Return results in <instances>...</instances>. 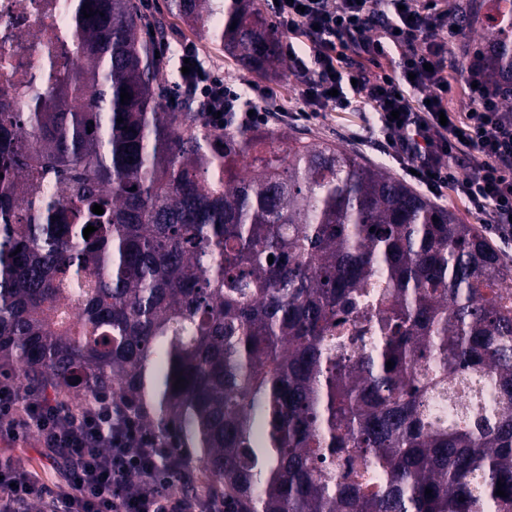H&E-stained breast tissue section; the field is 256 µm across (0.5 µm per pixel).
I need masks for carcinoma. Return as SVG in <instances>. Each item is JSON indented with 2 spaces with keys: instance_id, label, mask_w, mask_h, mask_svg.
<instances>
[{
  "instance_id": "carcinoma-1",
  "label": "carcinoma",
  "mask_w": 512,
  "mask_h": 512,
  "mask_svg": "<svg viewBox=\"0 0 512 512\" xmlns=\"http://www.w3.org/2000/svg\"><path fill=\"white\" fill-rule=\"evenodd\" d=\"M494 2L470 21L512 111ZM166 3L236 61L279 62L252 0ZM75 19L68 81L0 109V366L180 430L231 512H512V271L483 232L342 146L166 109L132 0ZM42 179L78 207L25 223L15 197ZM363 306L373 343L350 358ZM457 388L493 399L439 416Z\"/></svg>"
}]
</instances>
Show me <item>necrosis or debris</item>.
Wrapping results in <instances>:
<instances>
[{"instance_id":"4bbe7bcc","label":"necrosis or debris","mask_w":512,"mask_h":512,"mask_svg":"<svg viewBox=\"0 0 512 512\" xmlns=\"http://www.w3.org/2000/svg\"><path fill=\"white\" fill-rule=\"evenodd\" d=\"M74 17V0H0V103L27 111L72 70Z\"/></svg>"}]
</instances>
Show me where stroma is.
I'll list each match as a JSON object with an SVG mask.
<instances>
[{"label":"stroma","mask_w":512,"mask_h":512,"mask_svg":"<svg viewBox=\"0 0 512 512\" xmlns=\"http://www.w3.org/2000/svg\"><path fill=\"white\" fill-rule=\"evenodd\" d=\"M134 3L147 24L142 31L143 38H150V26L156 20L160 19L165 23L161 37L169 42L170 50L164 60V87H171L177 77V57L181 44L190 43L198 48L206 63L223 74L226 82L240 93H247L248 84L252 81L265 83L276 89L277 99L273 105L275 115L268 123L269 129L287 135L305 130L312 137L360 152L368 161L386 160L385 148L381 143L371 138L364 141L358 138L359 133L373 123L372 112L330 111L319 118L304 117L299 103L301 86L290 71L289 61H282L273 70L264 73L242 67L186 21L168 16L165 0H134ZM435 202L453 208L464 223L481 225L486 237L499 251L503 263L512 268V241L501 239L495 234L492 226L483 223L481 215L473 213L468 203L448 190L442 196L436 197Z\"/></svg>","instance_id":"obj_1"}]
</instances>
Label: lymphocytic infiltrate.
Listing matches in <instances>:
<instances>
[{"label":"lymphocytic infiltrate","mask_w":512,"mask_h":512,"mask_svg":"<svg viewBox=\"0 0 512 512\" xmlns=\"http://www.w3.org/2000/svg\"><path fill=\"white\" fill-rule=\"evenodd\" d=\"M273 12L277 29L290 37L281 50L301 82L305 114L371 108V134L403 170L417 171L421 187L436 196L452 189L475 213L490 216L499 237L512 240V113L485 79L478 53L464 63L471 113L448 112L453 85L446 45L454 36L448 13L425 11L420 0H278ZM376 27L383 39L368 38ZM296 35L304 49L294 46ZM389 44L402 50L393 73L357 64V57L382 54ZM179 56L189 59L191 71L179 75L175 101L188 95L206 104L207 121L219 132L268 122L274 87L250 84L245 98L205 66L194 45H183ZM458 167L469 175L456 177ZM32 438L70 457L63 485L48 492L51 512H214V502L175 488L183 474L177 433L146 429L111 395L66 406L47 391L1 380L0 442L23 445ZM132 476L133 494L126 490ZM37 490L31 472L0 457V512H26Z\"/></svg>","instance_id":"obj_1"}]
</instances>
